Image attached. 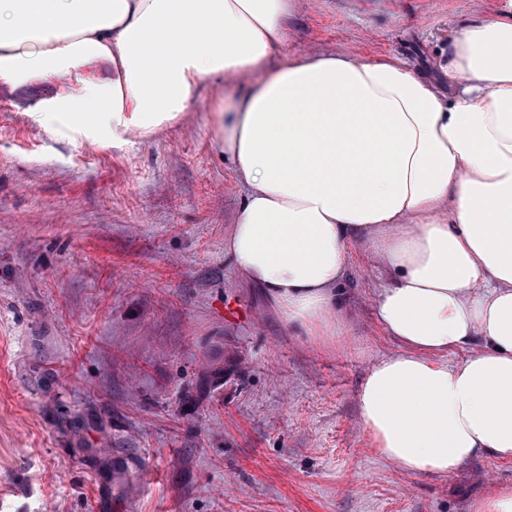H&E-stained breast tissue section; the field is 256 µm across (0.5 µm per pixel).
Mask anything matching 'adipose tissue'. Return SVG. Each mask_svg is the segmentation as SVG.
I'll return each mask as SVG.
<instances>
[{
  "instance_id": "obj_1",
  "label": "adipose tissue",
  "mask_w": 512,
  "mask_h": 512,
  "mask_svg": "<svg viewBox=\"0 0 512 512\" xmlns=\"http://www.w3.org/2000/svg\"><path fill=\"white\" fill-rule=\"evenodd\" d=\"M296 5L0 0V84L62 79L36 121L96 143L176 122L204 78H243L210 105L244 190L224 243L243 281L287 324L342 336L348 253L369 244L378 321L404 347L359 391L377 451L424 477L512 461V0L454 32L436 81L337 53L260 74Z\"/></svg>"
}]
</instances>
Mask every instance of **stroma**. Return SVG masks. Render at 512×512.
<instances>
[{
	"mask_svg": "<svg viewBox=\"0 0 512 512\" xmlns=\"http://www.w3.org/2000/svg\"><path fill=\"white\" fill-rule=\"evenodd\" d=\"M506 4L300 0L265 67L338 51L435 80L451 33ZM237 83L203 82L150 137L96 144L32 121L52 84L0 85V512H470L512 488V462L490 457L404 473L363 430L361 384L403 350L365 244L339 343L240 279L224 239L243 191L209 123Z\"/></svg>",
	"mask_w": 512,
	"mask_h": 512,
	"instance_id": "stroma-1",
	"label": "stroma"
}]
</instances>
